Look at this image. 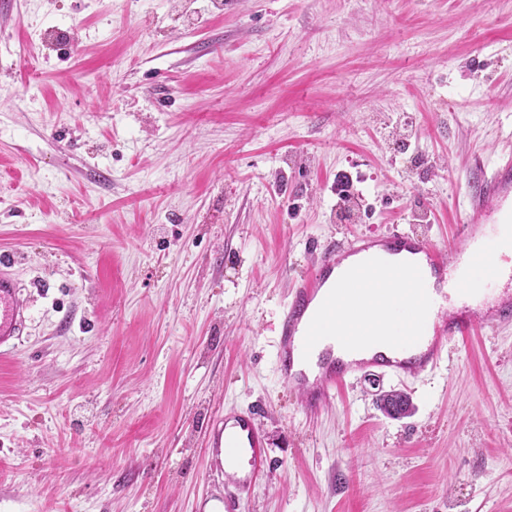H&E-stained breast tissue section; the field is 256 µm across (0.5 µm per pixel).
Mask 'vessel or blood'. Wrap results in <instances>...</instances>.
I'll list each match as a JSON object with an SVG mask.
<instances>
[{
    "label": "vessel or blood",
    "mask_w": 512,
    "mask_h": 512,
    "mask_svg": "<svg viewBox=\"0 0 512 512\" xmlns=\"http://www.w3.org/2000/svg\"><path fill=\"white\" fill-rule=\"evenodd\" d=\"M457 234L460 243L448 254L396 225L333 240L313 272L294 281L276 326L275 365L308 414L324 410L350 381L418 377L437 367L449 344L512 326V266L496 259L501 248L512 246V155L481 179ZM11 266L0 262L1 352L13 347L27 321ZM484 276L497 282L496 294L484 292ZM431 281L438 295L429 293ZM347 301L367 313L388 310L398 324L362 340L345 336L339 313ZM262 448L253 413L225 410L212 426L215 483L199 512H241L261 471Z\"/></svg>",
    "instance_id": "b4317fda"
}]
</instances>
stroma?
<instances>
[{"instance_id": "35a3bbf8", "label": "stroma", "mask_w": 512, "mask_h": 512, "mask_svg": "<svg viewBox=\"0 0 512 512\" xmlns=\"http://www.w3.org/2000/svg\"><path fill=\"white\" fill-rule=\"evenodd\" d=\"M510 148L512 0H0V512H197L229 408L243 512H512V327L316 415L274 361L318 247L449 248ZM0 269V351L14 346L27 321V307L21 299L15 280L8 272L14 262L3 260ZM379 408L388 416H406L412 411V404L407 395L401 392L392 391L383 395L379 400ZM210 443L209 468L218 482L202 499L199 512H241L262 467L263 436L254 414L224 410V418L213 423Z\"/></svg>"}]
</instances>
